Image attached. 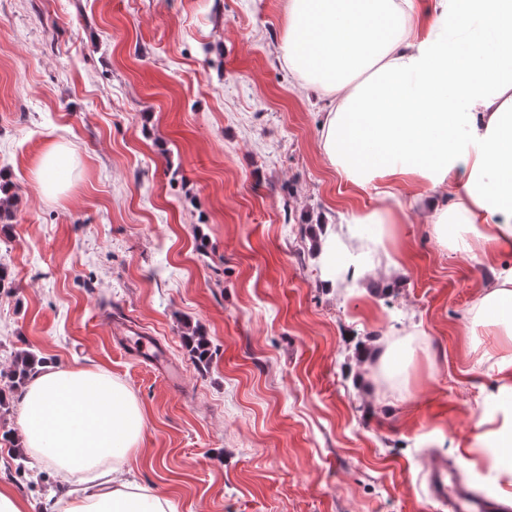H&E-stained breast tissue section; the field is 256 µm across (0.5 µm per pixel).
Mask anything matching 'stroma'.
I'll list each match as a JSON object with an SVG mask.
<instances>
[{"label": "stroma", "instance_id": "stroma-1", "mask_svg": "<svg viewBox=\"0 0 512 512\" xmlns=\"http://www.w3.org/2000/svg\"><path fill=\"white\" fill-rule=\"evenodd\" d=\"M286 26L285 0H0V485L30 512L63 489L16 450L20 351L127 387L146 415L134 478L172 512H448L423 468L462 466L497 384L468 313L503 261L442 246L408 185L388 202L400 280L325 288L316 224L386 202L323 154L326 108L281 58ZM56 145L72 164L50 198L35 172ZM117 318L179 377L121 347ZM411 332L408 380L369 385L358 347Z\"/></svg>", "mask_w": 512, "mask_h": 512}]
</instances>
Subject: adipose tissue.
<instances>
[{
	"label": "adipose tissue",
	"instance_id": "obj_1",
	"mask_svg": "<svg viewBox=\"0 0 512 512\" xmlns=\"http://www.w3.org/2000/svg\"><path fill=\"white\" fill-rule=\"evenodd\" d=\"M288 0L282 58L305 86L329 96L324 155L359 189L403 185L437 238L496 257L512 251V0ZM452 184L454 203L435 191ZM391 211L359 210L330 224L317 243L329 288L360 284L374 265L356 229L376 225L382 244ZM472 323L495 336L498 383L464 461L494 474L512 499V273L488 283ZM25 450L85 489L62 512H171L165 496L124 477L145 415L102 370L42 366L21 395Z\"/></svg>",
	"mask_w": 512,
	"mask_h": 512
}]
</instances>
